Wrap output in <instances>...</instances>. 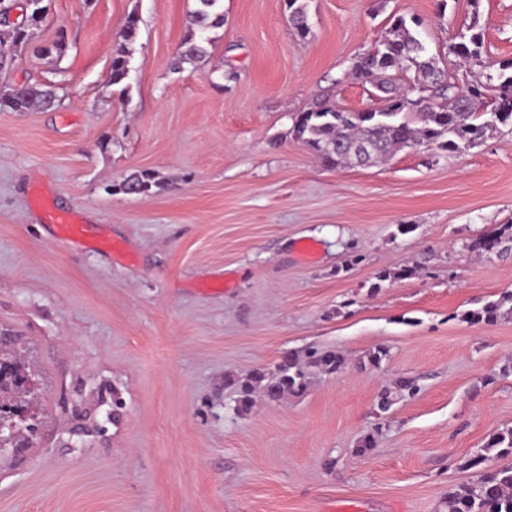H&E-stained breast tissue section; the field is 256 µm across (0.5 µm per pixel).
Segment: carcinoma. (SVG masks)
I'll list each match as a JSON object with an SVG mask.
<instances>
[{"mask_svg":"<svg viewBox=\"0 0 512 512\" xmlns=\"http://www.w3.org/2000/svg\"><path fill=\"white\" fill-rule=\"evenodd\" d=\"M190 24L198 33H190L172 62L177 70L182 64H194L207 55L205 33L224 25L220 0H197ZM290 23L296 34L305 39L310 34L305 5L287 0ZM15 0H0V71L12 69L18 49L27 40L28 30L40 26L46 18L43 0H28L26 22L10 20ZM470 23L458 30L448 44V53L468 63L465 74L439 66V58L427 53L423 41L412 26L419 19L396 17L374 48L353 62L355 79L372 85L382 106L350 112L327 102L315 104L294 119L291 133L295 140L308 146L321 162L330 167L371 166L388 160L396 152L426 145L450 153H461L482 143L498 125L512 123V59L485 62L484 25L480 0H471ZM138 20L127 19L122 30L123 43L112 54L109 82L118 85L129 75L132 44L138 34ZM480 66L485 73L468 80L471 69ZM52 87L28 80L13 83L0 95V107L14 112L55 106ZM167 187L156 173L137 171L112 186L114 193L147 196ZM467 248L478 254L495 252L512 254V224L474 239ZM512 293L470 310L465 318L474 323H491ZM345 365L343 356L334 349L310 347L299 355L288 353L276 372L257 369L234 383L237 409L250 408L256 395L278 401L285 395H299L306 386L310 371L334 374ZM22 365L0 360V393L8 388L19 392L18 374ZM512 456V428L493 434L486 445L467 461L477 469L473 482L460 492L448 496V512H512V464L493 466L490 461Z\"/></svg>","mask_w":512,"mask_h":512,"instance_id":"1","label":"carcinoma"}]
</instances>
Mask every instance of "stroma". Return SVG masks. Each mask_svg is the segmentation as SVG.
<instances>
[{
    "instance_id": "obj_1",
    "label": "stroma",
    "mask_w": 512,
    "mask_h": 512,
    "mask_svg": "<svg viewBox=\"0 0 512 512\" xmlns=\"http://www.w3.org/2000/svg\"><path fill=\"white\" fill-rule=\"evenodd\" d=\"M45 3L8 78L55 84L59 103L0 109V348L37 413L35 443L0 456V512H448L465 461L512 427V316L465 317L512 292V258L467 248L512 222V124L460 154L336 170L291 130L324 100L379 108L355 57L394 15L443 50L470 0H305L304 39L286 0H221L205 59L179 71L196 0ZM479 10L488 58H512V0ZM60 35L64 54H44ZM144 169L168 188L111 193ZM311 345L344 369L235 410L227 378ZM402 377L417 393L380 411ZM138 28V20L135 17H128L121 33L124 43L120 44L112 54L109 82L113 85L121 84L129 75L131 50L128 45L135 41Z\"/></svg>"
}]
</instances>
